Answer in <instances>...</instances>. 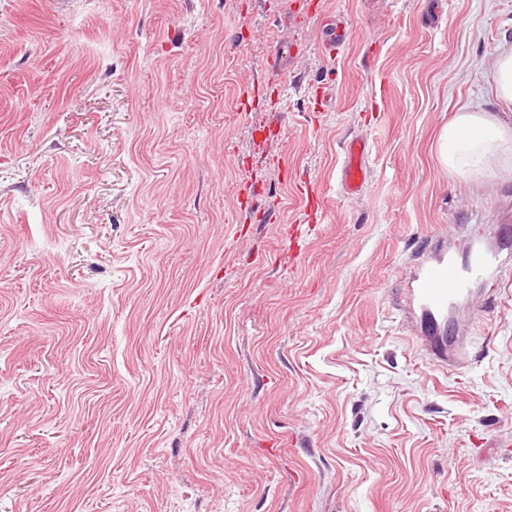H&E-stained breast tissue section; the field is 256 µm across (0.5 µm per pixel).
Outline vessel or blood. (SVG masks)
I'll return each mask as SVG.
<instances>
[{
	"instance_id": "1",
	"label": "vessel or blood",
	"mask_w": 512,
	"mask_h": 512,
	"mask_svg": "<svg viewBox=\"0 0 512 512\" xmlns=\"http://www.w3.org/2000/svg\"><path fill=\"white\" fill-rule=\"evenodd\" d=\"M365 152L364 142L357 139L345 148L341 186L346 194L359 193L366 183ZM511 263V215L493 225L489 243L472 246L465 254H455L440 239L418 257L415 273L402 290V312L429 364L443 371L471 364V341L453 323L455 307L476 283Z\"/></svg>"
}]
</instances>
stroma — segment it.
I'll return each mask as SVG.
<instances>
[{"label":"stroma","instance_id":"1","mask_svg":"<svg viewBox=\"0 0 512 512\" xmlns=\"http://www.w3.org/2000/svg\"><path fill=\"white\" fill-rule=\"evenodd\" d=\"M505 49L512 0H0V512H512V307L446 374L399 310L512 212L434 150ZM365 152L366 146L362 140H351L346 145L340 180L343 191L348 195L359 193L366 183Z\"/></svg>","mask_w":512,"mask_h":512}]
</instances>
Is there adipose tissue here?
<instances>
[{"mask_svg":"<svg viewBox=\"0 0 512 512\" xmlns=\"http://www.w3.org/2000/svg\"><path fill=\"white\" fill-rule=\"evenodd\" d=\"M437 157L449 172L473 178L512 167V122L500 114L459 108L437 140Z\"/></svg>","mask_w":512,"mask_h":512,"instance_id":"obj_1","label":"adipose tissue"}]
</instances>
